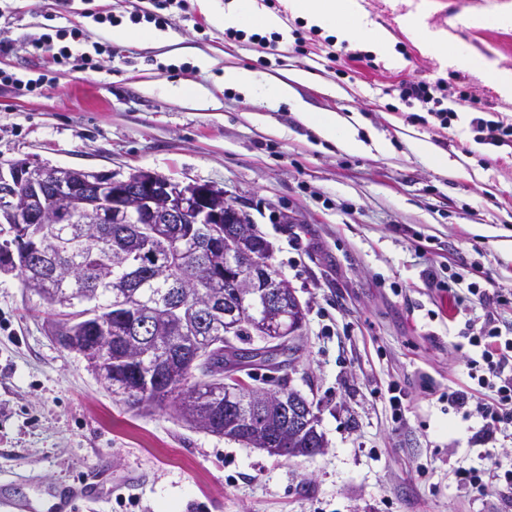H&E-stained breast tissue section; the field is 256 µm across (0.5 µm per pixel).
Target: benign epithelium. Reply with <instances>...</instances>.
Wrapping results in <instances>:
<instances>
[{
	"instance_id": "1",
	"label": "benign epithelium",
	"mask_w": 512,
	"mask_h": 512,
	"mask_svg": "<svg viewBox=\"0 0 512 512\" xmlns=\"http://www.w3.org/2000/svg\"><path fill=\"white\" fill-rule=\"evenodd\" d=\"M241 219V213L224 195V190L210 184L178 183L149 171H137L124 179L110 172L82 171L73 168L45 167L28 162L0 164V271L21 272L33 277L31 288L40 287L36 277L52 273L57 277L69 247L64 242L48 246L54 224H130L138 234L141 225L150 224L157 235L166 238L190 258L210 255L221 243L223 234L217 224ZM257 235L253 227L238 232L237 246L230 252L231 271L224 276V295L212 297L206 304L190 308L195 317L196 337L191 348L210 343V326L224 321V335L230 337L239 325L240 310L236 300L248 291L260 288L263 304L253 318L267 346L280 349L293 346L305 320V307L294 288L277 278L269 262L250 247L249 237ZM168 301L145 302L121 292L116 293L107 315L87 312L86 330L93 334L112 330L116 312L124 336L141 342L153 331L152 316ZM172 356L153 349L139 356L136 382L128 385L125 397L133 402L145 399L152 387L171 384ZM288 390L274 393L251 391L238 405L241 424L254 433V441L269 453L278 451V435L261 430L265 411L278 404Z\"/></svg>"
}]
</instances>
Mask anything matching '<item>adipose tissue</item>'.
Listing matches in <instances>:
<instances>
[{
  "mask_svg": "<svg viewBox=\"0 0 512 512\" xmlns=\"http://www.w3.org/2000/svg\"><path fill=\"white\" fill-rule=\"evenodd\" d=\"M288 9L308 25L333 31L341 41L373 34V23L357 0H288ZM428 15L426 0H414L411 8L399 15L397 21L416 37L423 50L436 56L442 67L475 69L473 59L460 50L448 31L428 24Z\"/></svg>",
  "mask_w": 512,
  "mask_h": 512,
  "instance_id": "ef3b65f1",
  "label": "adipose tissue"
}]
</instances>
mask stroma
<instances>
[{"mask_svg": "<svg viewBox=\"0 0 512 512\" xmlns=\"http://www.w3.org/2000/svg\"><path fill=\"white\" fill-rule=\"evenodd\" d=\"M396 60L328 69L297 45L309 34L276 0L283 38L271 50L225 35V0L169 9L164 31L113 40L93 14L127 0H0V69L46 73L22 98L0 89V160L109 171L145 170L222 188L270 244L271 262L306 306L291 386L318 406L323 453L274 457L176 419L172 407L133 410L51 333L53 311L20 278L0 274V512L17 500L49 512L56 494L92 486L71 512H512V490L485 496L459 483L481 456L512 469V434L483 435L477 411L449 407L470 385L480 305L455 306L451 276L512 294V147L475 142L471 121L512 114L491 80L441 70L395 21L402 0H359ZM512 0H429L428 22L477 63L512 70ZM483 15L477 26L467 19ZM81 26L83 49L106 43L94 70L34 54L46 25ZM246 67L287 80L288 101L225 84ZM448 82L450 129L421 124L390 88ZM332 114L366 145L345 152L304 124L294 103ZM424 141L436 156L419 154ZM437 278L427 281L424 269ZM402 390L393 409L390 386Z\"/></svg>", "mask_w": 512, "mask_h": 512, "instance_id": "stroma-1", "label": "stroma"}]
</instances>
